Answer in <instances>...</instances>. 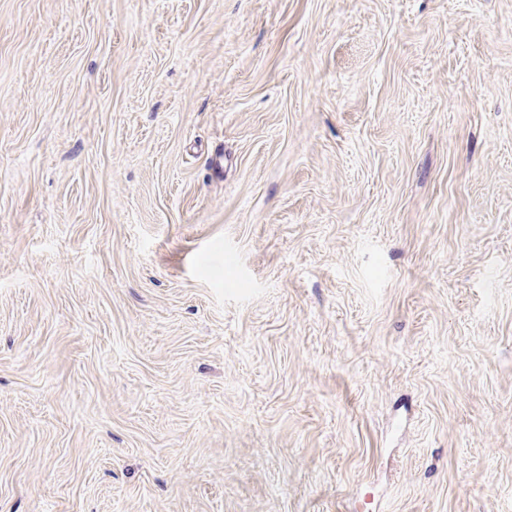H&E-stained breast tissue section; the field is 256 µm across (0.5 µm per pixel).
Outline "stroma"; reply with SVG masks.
Listing matches in <instances>:
<instances>
[{"label": "stroma", "instance_id": "obj_1", "mask_svg": "<svg viewBox=\"0 0 512 512\" xmlns=\"http://www.w3.org/2000/svg\"><path fill=\"white\" fill-rule=\"evenodd\" d=\"M0 512H512V0H0Z\"/></svg>", "mask_w": 512, "mask_h": 512}]
</instances>
